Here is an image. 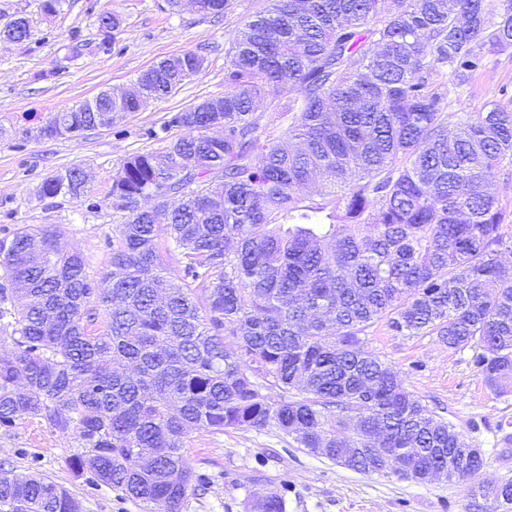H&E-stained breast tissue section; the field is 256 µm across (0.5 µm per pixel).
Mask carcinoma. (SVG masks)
Wrapping results in <instances>:
<instances>
[{
  "label": "carcinoma",
  "instance_id": "cac0c4a2",
  "mask_svg": "<svg viewBox=\"0 0 512 512\" xmlns=\"http://www.w3.org/2000/svg\"><path fill=\"white\" fill-rule=\"evenodd\" d=\"M231 0H196L217 17ZM123 26L98 20L101 44ZM33 36L25 17L0 28ZM512 48V0H269L224 57V95L171 124L162 152L112 177L111 287L62 252L54 224L0 238V427L37 417L72 436L70 467L140 502L181 512L211 484L185 454L189 435L276 426L332 461L380 442L411 480L449 481L469 444L367 345L377 322L473 350L484 381L512 392V231L498 173L512 163V109L450 120L443 87L466 83ZM197 51L164 59L89 109L38 129L78 139L175 92ZM269 105L277 136L255 116ZM73 166L37 196L78 199ZM178 253L162 263L159 240ZM11 307H5V304ZM345 468L384 474L363 455ZM512 505V481L471 489ZM0 512H81L67 490L0 467ZM249 512H286L272 491Z\"/></svg>",
  "mask_w": 512,
  "mask_h": 512
}]
</instances>
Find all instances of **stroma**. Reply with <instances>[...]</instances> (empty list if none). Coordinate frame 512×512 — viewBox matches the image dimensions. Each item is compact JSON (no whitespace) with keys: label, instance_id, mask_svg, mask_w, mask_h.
Instances as JSON below:
<instances>
[{"label":"stroma","instance_id":"35a3bbf8","mask_svg":"<svg viewBox=\"0 0 512 512\" xmlns=\"http://www.w3.org/2000/svg\"><path fill=\"white\" fill-rule=\"evenodd\" d=\"M266 0H232L224 17L184 8L171 12L165 0H62L46 16L40 0H0V26L16 16L29 19L33 37L0 45V230L19 224H54L63 250L77 249L89 278L110 268L112 176L121 161L160 152L180 135L171 118L224 93V52L246 20ZM112 12L124 20L109 47H101L97 18ZM81 53L70 57L68 47ZM202 51V70L172 95L129 112L110 127L85 131L79 140L38 136L53 113L92 99L104 89L130 87L162 59ZM449 111L478 112L490 102L512 105V49L485 59L461 86L450 87ZM167 127L166 139L154 130ZM78 166L88 175L86 197L38 200L48 176ZM368 346L402 375L404 385L439 413L473 447L484 465L472 483L496 485L512 479V446L501 441L500 423L512 421V394L488 387L472 363L471 350L448 349L432 336H402L377 324ZM72 437L37 419L0 428V460L15 474L39 471L67 489L82 512H143L120 492L89 484L69 465ZM185 452L197 472L212 475L208 490L188 496L182 512H246L254 493L284 491L287 512H501L492 500H474L470 483H417L391 475L362 474L308 453L278 428L229 429L191 434Z\"/></svg>","mask_w":512,"mask_h":512}]
</instances>
